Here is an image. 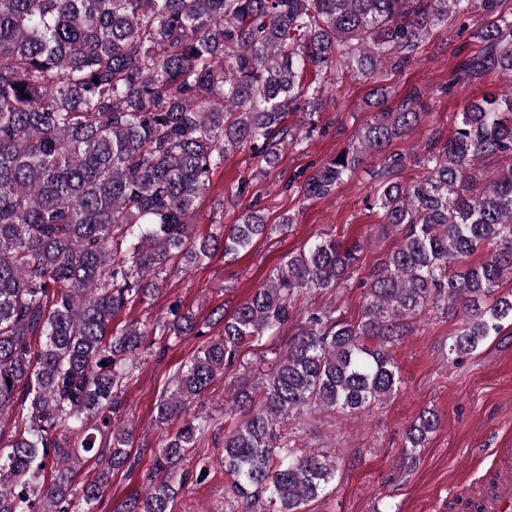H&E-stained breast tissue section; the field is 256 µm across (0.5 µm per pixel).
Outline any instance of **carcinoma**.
Wrapping results in <instances>:
<instances>
[{
	"label": "carcinoma",
	"mask_w": 512,
	"mask_h": 512,
	"mask_svg": "<svg viewBox=\"0 0 512 512\" xmlns=\"http://www.w3.org/2000/svg\"><path fill=\"white\" fill-rule=\"evenodd\" d=\"M481 8L479 49L460 63L471 83L491 72L512 82V12L501 0H0V512H87L111 472L138 465L122 394L140 351L163 352L201 321L175 301L165 320L112 331L172 274L222 251L234 257L268 232L248 204L203 236L198 201L214 167L249 149L255 170L317 128L328 84L349 71L375 83L409 63L448 19ZM376 88L374 119L351 147L299 182L322 198L366 154L382 156L373 207L378 232L400 236L366 282L359 321L306 309L287 348L255 380L233 386L224 422L191 404L236 363L239 348L293 320L295 297L339 288L360 245L320 239L287 257L217 335L173 377L156 419L177 424L158 450L159 478L118 512H171L176 488L210 475L184 464L211 428L224 431L231 512H304L329 493L336 464L294 446L288 420L309 410L357 415L398 390L388 344L427 308L462 315L448 355L469 354L512 327V97L466 104L454 135L402 179L404 156L386 152L425 121L414 92L394 108ZM303 114L290 127L288 113ZM493 246L478 264L466 259ZM106 365H101V362ZM439 425L422 411L407 454ZM102 469L73 482L85 459Z\"/></svg>",
	"instance_id": "carcinoma-1"
}]
</instances>
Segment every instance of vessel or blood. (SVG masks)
Returning a JSON list of instances; mask_svg holds the SVG:
<instances>
[{
  "mask_svg": "<svg viewBox=\"0 0 512 512\" xmlns=\"http://www.w3.org/2000/svg\"><path fill=\"white\" fill-rule=\"evenodd\" d=\"M495 465L480 491L449 495L448 512H512V448L494 449Z\"/></svg>",
  "mask_w": 512,
  "mask_h": 512,
  "instance_id": "b4317fda",
  "label": "vessel or blood"
}]
</instances>
